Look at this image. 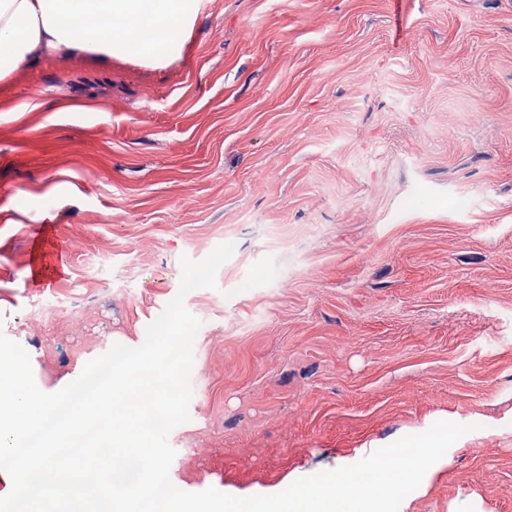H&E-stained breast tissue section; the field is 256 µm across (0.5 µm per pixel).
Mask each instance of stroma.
<instances>
[{
    "label": "stroma",
    "mask_w": 512,
    "mask_h": 512,
    "mask_svg": "<svg viewBox=\"0 0 512 512\" xmlns=\"http://www.w3.org/2000/svg\"><path fill=\"white\" fill-rule=\"evenodd\" d=\"M224 243L177 488L275 494L447 420L399 512H512V0H206L166 66L0 84V331L41 390Z\"/></svg>",
    "instance_id": "35a3bbf8"
}]
</instances>
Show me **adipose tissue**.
Instances as JSON below:
<instances>
[{"mask_svg":"<svg viewBox=\"0 0 512 512\" xmlns=\"http://www.w3.org/2000/svg\"><path fill=\"white\" fill-rule=\"evenodd\" d=\"M204 0H0V82L44 57L78 52L148 65L178 53Z\"/></svg>","mask_w":512,"mask_h":512,"instance_id":"ef3b65f1","label":"adipose tissue"}]
</instances>
